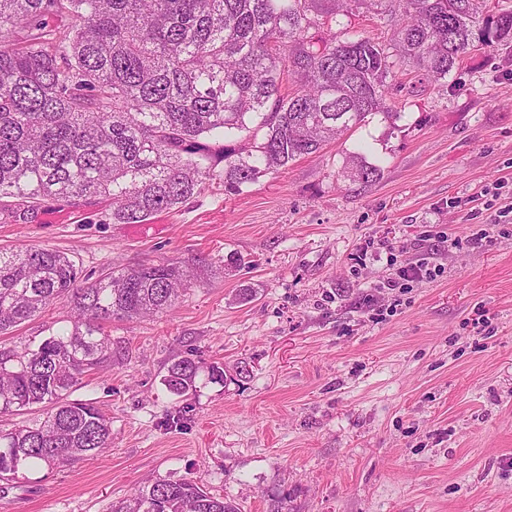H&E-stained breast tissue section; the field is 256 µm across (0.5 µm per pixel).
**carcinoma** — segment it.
<instances>
[{"label":"carcinoma","instance_id":"carcinoma-1","mask_svg":"<svg viewBox=\"0 0 512 512\" xmlns=\"http://www.w3.org/2000/svg\"><path fill=\"white\" fill-rule=\"evenodd\" d=\"M392 0H0V208L27 223L38 201L108 207L143 224L201 193L224 164L237 194L376 115L391 122L394 69L435 81L477 49L512 47V9L485 0H404L389 42L333 28ZM325 27L311 36L309 30ZM294 78L281 93L285 75ZM360 152L341 176L378 180ZM188 270L144 260L92 280L64 252L0 247V335L65 300L70 325L36 347L0 348V414L41 407L34 426L0 429V480L71 464L112 444V421L69 399L112 359L105 324L172 310ZM200 366L164 378L184 397ZM110 512H238L192 478L157 480Z\"/></svg>","mask_w":512,"mask_h":512}]
</instances>
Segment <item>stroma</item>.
Listing matches in <instances>:
<instances>
[{
	"mask_svg": "<svg viewBox=\"0 0 512 512\" xmlns=\"http://www.w3.org/2000/svg\"><path fill=\"white\" fill-rule=\"evenodd\" d=\"M392 84L396 124L374 117L238 194L218 176L144 224L53 199L27 224L0 211V247L57 249L92 275L146 259L195 274L172 311L112 322L111 364L72 389L111 419V447L0 481V512H108L185 476L241 512H512V237L439 250L442 276L403 294L383 288L385 259L356 262L368 239L406 263L430 229L472 234L483 188L512 185V53L474 52L437 82L402 66ZM359 149L381 177L339 180ZM69 317L48 306L0 346ZM183 357L222 378L171 394Z\"/></svg>",
	"mask_w": 512,
	"mask_h": 512,
	"instance_id": "stroma-1",
	"label": "stroma"
}]
</instances>
